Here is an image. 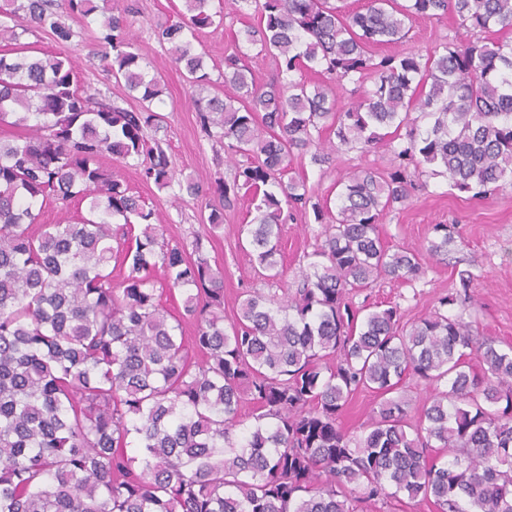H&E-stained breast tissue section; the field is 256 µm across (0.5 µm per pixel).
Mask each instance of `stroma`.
Masks as SVG:
<instances>
[{
  "mask_svg": "<svg viewBox=\"0 0 512 512\" xmlns=\"http://www.w3.org/2000/svg\"><path fill=\"white\" fill-rule=\"evenodd\" d=\"M137 12L131 31L149 72L161 75L165 92L154 109L165 117L157 136L169 145V155L176 177L194 176L202 182L222 179L232 182L234 172L219 164L223 149L215 140L200 131L191 90L183 75L175 69L165 46L151 35L156 24L173 21L183 8V0H135ZM253 14H230L222 24L199 32L195 47L203 53L212 82L202 97L231 93L222 72L224 52L245 26L254 23ZM64 22L74 35L70 41L58 42L46 31L21 36L30 54L58 53L69 57L81 88L101 94L115 105L131 109L139 107L138 93L128 91L107 72L99 53L93 28L80 19L68 16ZM457 21L447 15L439 19L413 17L407 24L405 45L409 48H440L457 32ZM114 176L130 194L152 208L157 221L164 226V239L169 244L191 243L203 236V252L211 262L224 268V318L232 320L242 291L255 288L264 293H281L295 288L296 273L304 253L319 243V225L298 220L284 225L281 236V259L287 273L278 282L258 278L253 269L250 249L239 229L251 223L255 212L249 199H240L234 209L224 213V229L216 236L204 237L201 203L185 196L173 198L171 191L161 190L143 178L133 160L118 157L107 161ZM389 164L386 149L374 148L362 154L349 151L335 161L318 166L309 159L293 162L296 174L306 180L308 189L318 198L335 199L340 191V178L354 167L383 169ZM417 188L404 206L388 213L381 221L380 234L391 246H400L422 254L423 273L410 283L379 280L371 289L356 293V304H377L397 307L404 325H412L420 316L433 311L442 297L455 296L459 289L456 263L480 271L482 277L469 293L475 308L472 312L480 336L501 344H512V185L503 184L487 195H473L451 189L441 177L413 173ZM436 224H453L458 236L448 248V257L436 260L426 256Z\"/></svg>",
  "mask_w": 512,
  "mask_h": 512,
  "instance_id": "stroma-1",
  "label": "stroma"
}]
</instances>
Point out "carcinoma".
I'll return each instance as SVG.
<instances>
[{
  "instance_id": "1",
  "label": "carcinoma",
  "mask_w": 512,
  "mask_h": 512,
  "mask_svg": "<svg viewBox=\"0 0 512 512\" xmlns=\"http://www.w3.org/2000/svg\"><path fill=\"white\" fill-rule=\"evenodd\" d=\"M213 2L183 0L179 20L153 31L190 88L211 84L194 41L225 11L254 8L243 41L274 56L277 73L260 83L240 47L224 54L234 93L195 104L234 179L205 187L176 180L167 143L150 135L164 84L130 34L134 8L99 21L97 0H0L1 41L40 29L67 42L64 13L98 22L112 77L141 93L140 107L120 108L81 89L67 57L0 54V125L11 116L25 129L0 139V512H366L402 495L436 512H512V346L474 339L466 290L477 275L457 271L456 313L445 297L408 330L397 307L353 302L382 277L423 273L419 254L379 230L415 189L409 166L460 192L512 182V40L492 38L512 31V0H220L215 12ZM450 12L464 33L444 52L373 54L402 42L411 17ZM301 69L354 84L350 102L295 79ZM413 112L431 125L419 130ZM378 144L390 166L346 172L333 208L293 174L296 156L321 166ZM110 156L204 200L211 236L241 189L261 192L245 231L264 280L285 273L282 226L312 211L322 241L302 258L300 287L246 290L224 325V270L199 236L163 242ZM77 199L87 215L34 227L37 207ZM433 231L429 253L447 254L456 226ZM173 288L178 316L162 303ZM407 377L425 393L411 434ZM360 390L380 401L354 435L338 419Z\"/></svg>"
}]
</instances>
